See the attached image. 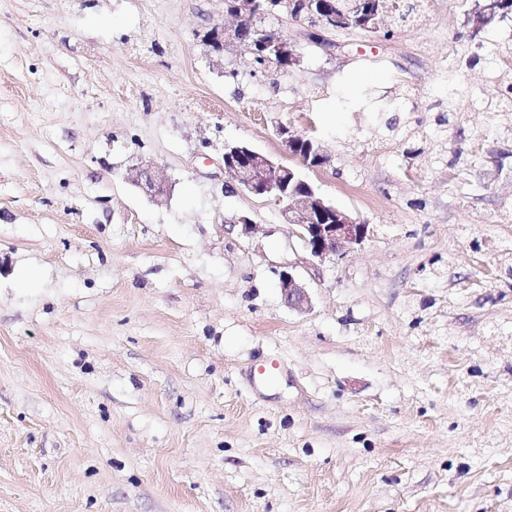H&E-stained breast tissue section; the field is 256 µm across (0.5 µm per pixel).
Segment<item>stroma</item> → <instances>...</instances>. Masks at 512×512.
I'll return each instance as SVG.
<instances>
[{"label":"stroma","instance_id":"stroma-1","mask_svg":"<svg viewBox=\"0 0 512 512\" xmlns=\"http://www.w3.org/2000/svg\"><path fill=\"white\" fill-rule=\"evenodd\" d=\"M419 2L329 55L267 18L301 61L261 76L224 0H0V512H512V18ZM279 124L370 226L315 272L226 185ZM130 178L154 197H160L166 192V177L163 170L154 164L136 166L131 170ZM293 266L280 274V291L284 304L294 310H304L310 305V296L299 277L293 272Z\"/></svg>","mask_w":512,"mask_h":512}]
</instances>
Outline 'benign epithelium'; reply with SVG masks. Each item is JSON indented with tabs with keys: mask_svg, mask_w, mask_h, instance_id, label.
<instances>
[{
	"mask_svg": "<svg viewBox=\"0 0 512 512\" xmlns=\"http://www.w3.org/2000/svg\"><path fill=\"white\" fill-rule=\"evenodd\" d=\"M230 13L244 22H252L262 11L257 8V0H238ZM241 30L242 26L236 21L214 26L206 32L205 41L213 45L217 55L221 56L228 46L246 43V39L240 36ZM251 31L258 34V49L251 50L256 58L267 60L277 56L299 61L295 46L287 39H265L259 36L261 30L254 26ZM277 135L283 150L305 167L319 168L327 163L318 142L307 139L309 152L302 155L298 153V141L303 139V135L287 128L278 131ZM224 173L236 186L249 193L272 197L284 204L285 221L303 241L308 264L312 266L331 256L342 255L343 249L361 244L369 233V225L357 222L346 212L329 204L312 184H304L303 192H297L292 187L296 168L276 163L269 156L247 146L224 145ZM130 178L156 197L166 192L163 170L153 164L133 168ZM280 291L284 304L289 308L304 310L309 307L310 296L291 266L280 274Z\"/></svg>",
	"mask_w": 512,
	"mask_h": 512,
	"instance_id": "obj_1",
	"label": "benign epithelium"
}]
</instances>
